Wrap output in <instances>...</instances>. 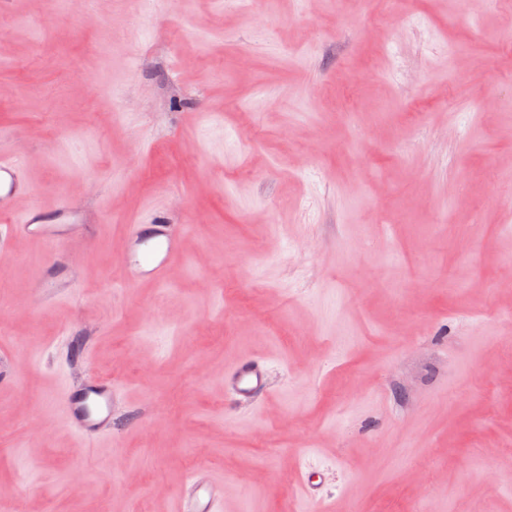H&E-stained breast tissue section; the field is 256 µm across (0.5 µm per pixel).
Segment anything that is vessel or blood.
I'll list each match as a JSON object with an SVG mask.
<instances>
[{
	"label": "vessel or blood",
	"mask_w": 512,
	"mask_h": 512,
	"mask_svg": "<svg viewBox=\"0 0 512 512\" xmlns=\"http://www.w3.org/2000/svg\"><path fill=\"white\" fill-rule=\"evenodd\" d=\"M33 195V183L22 157L11 155L0 147V214H16V201ZM19 217V223L0 226V235L7 238L23 236L52 247L53 257L46 271L44 286L47 299H55L58 289L68 283L63 270L68 265L69 253L86 245V215L65 200L55 208L53 220H46L44 210L35 204ZM184 234V225L169 224L161 219L153 224L130 225L127 231V281L158 282L165 279L172 258L181 249ZM224 390L238 406L258 404L272 390L268 361L261 357L237 360L224 372ZM115 395L116 389L111 381L96 376L67 389L62 396V404L69 426L88 440L107 434ZM223 510L221 493L208 477L199 472L188 478L176 500V512Z\"/></svg>",
	"instance_id": "obj_1"
}]
</instances>
